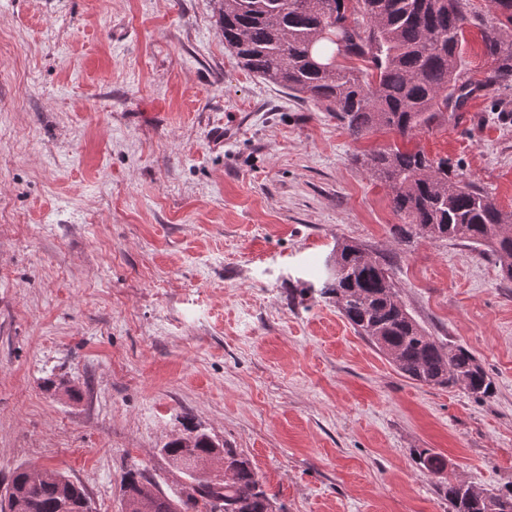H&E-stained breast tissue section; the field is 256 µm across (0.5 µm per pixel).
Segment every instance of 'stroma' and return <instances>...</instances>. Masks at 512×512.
<instances>
[{
  "label": "stroma",
  "mask_w": 512,
  "mask_h": 512,
  "mask_svg": "<svg viewBox=\"0 0 512 512\" xmlns=\"http://www.w3.org/2000/svg\"><path fill=\"white\" fill-rule=\"evenodd\" d=\"M216 0H0V495L56 469L121 512L133 466L167 494L194 425L284 512H448L451 476L512 488V281L465 241H399L356 155L448 158L512 211V88L411 138L354 139L245 70ZM387 256L431 335L495 393L421 386L316 290L337 241ZM413 458L416 464L428 473L442 477L448 469L447 460L439 454L433 453L430 449H414Z\"/></svg>",
  "instance_id": "35a3bbf8"
}]
</instances>
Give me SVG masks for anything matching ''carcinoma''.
<instances>
[{
  "label": "carcinoma",
  "mask_w": 512,
  "mask_h": 512,
  "mask_svg": "<svg viewBox=\"0 0 512 512\" xmlns=\"http://www.w3.org/2000/svg\"><path fill=\"white\" fill-rule=\"evenodd\" d=\"M216 23L224 46L253 75L289 94L336 113L358 139L385 129L409 137L445 112L460 110L480 87H512V0H491L494 15L469 12L467 0H217ZM479 29L484 53L496 66L482 82L465 77L466 25ZM368 63L342 65L336 57ZM371 176L387 185L394 211L404 220L399 238L464 240L496 258L512 280V212L490 194L449 170L448 159L422 150L389 146L359 158ZM357 241L342 240L325 263L320 295L333 300L354 332L384 355L404 377L422 386L465 389L476 398L492 394L493 383L466 348L431 336L400 299L386 258L368 262ZM186 468L189 485L171 497L138 470L123 477L125 512H268L270 494L250 461L223 448L229 480L208 473L215 444L198 432L191 448L177 437L163 448ZM416 464L441 476L447 460L414 449ZM452 512H512L506 493L463 487L446 478L437 484ZM21 512H87L85 490L65 474L46 469L39 479L19 468L5 489Z\"/></svg>",
  "instance_id": "carcinoma-1"
}]
</instances>
